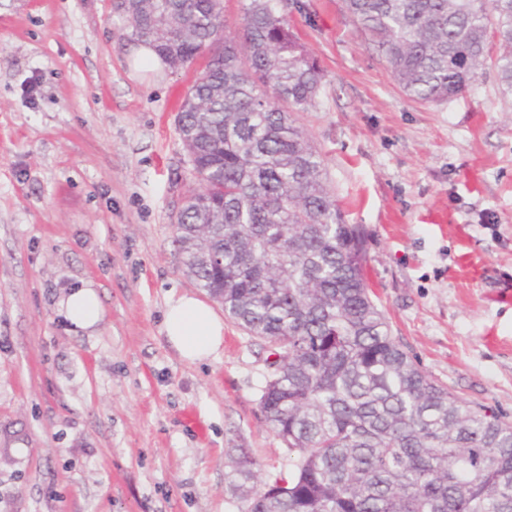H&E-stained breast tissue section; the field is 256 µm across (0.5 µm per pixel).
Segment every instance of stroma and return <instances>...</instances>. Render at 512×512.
I'll list each match as a JSON object with an SVG mask.
<instances>
[{"mask_svg":"<svg viewBox=\"0 0 512 512\" xmlns=\"http://www.w3.org/2000/svg\"><path fill=\"white\" fill-rule=\"evenodd\" d=\"M322 87L297 113L392 336L432 379L512 423V95L485 68L440 104L409 98L344 0H288ZM112 0H0V512H243L289 451L260 409L268 349L232 321L180 358L167 302L203 291L172 221L194 188L175 117L199 69L129 56ZM92 279L104 318L67 330ZM59 314L72 331L93 332L103 319L102 303L91 280L81 279L57 302ZM230 466L233 473L242 480L241 483H233L234 489H240L248 481L256 477L254 471L256 461L242 448L240 449L239 455L230 460Z\"/></svg>","mask_w":512,"mask_h":512,"instance_id":"35a3bbf8","label":"stroma"}]
</instances>
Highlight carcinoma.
<instances>
[{
	"instance_id": "1",
	"label": "carcinoma",
	"mask_w": 512,
	"mask_h": 512,
	"mask_svg": "<svg viewBox=\"0 0 512 512\" xmlns=\"http://www.w3.org/2000/svg\"><path fill=\"white\" fill-rule=\"evenodd\" d=\"M113 0L133 42L176 71L207 53L176 125L189 174L174 221L183 264L224 315L269 344L260 397L292 454L246 512H512V424L430 378L367 284V231L347 224L322 154L295 125L319 63L283 0ZM406 94L442 102L489 64L512 94V0H345ZM255 478L245 451L230 460Z\"/></svg>"
}]
</instances>
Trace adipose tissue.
I'll return each instance as SVG.
<instances>
[{"instance_id": "1", "label": "adipose tissue", "mask_w": 512, "mask_h": 512, "mask_svg": "<svg viewBox=\"0 0 512 512\" xmlns=\"http://www.w3.org/2000/svg\"><path fill=\"white\" fill-rule=\"evenodd\" d=\"M60 315L73 330L94 331L103 308L93 281L80 280L57 303ZM163 331L180 357L191 363L207 361L224 343V322L205 301L191 294L172 300L166 307Z\"/></svg>"}]
</instances>
